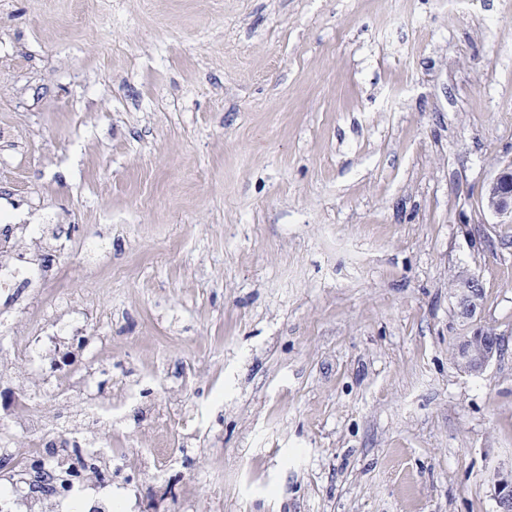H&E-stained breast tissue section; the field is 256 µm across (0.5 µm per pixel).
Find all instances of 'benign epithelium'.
Returning <instances> with one entry per match:
<instances>
[{"label": "benign epithelium", "mask_w": 512, "mask_h": 512, "mask_svg": "<svg viewBox=\"0 0 512 512\" xmlns=\"http://www.w3.org/2000/svg\"><path fill=\"white\" fill-rule=\"evenodd\" d=\"M486 207L500 217L512 220V164L500 167L485 190ZM482 286L479 276L462 273L456 276L454 297L458 316L465 332L458 340L460 353L456 359L472 365L471 374L483 373L491 361L501 354V336L494 329L477 324L481 314ZM495 494L500 512H512V470L497 473Z\"/></svg>", "instance_id": "benign-epithelium-1"}]
</instances>
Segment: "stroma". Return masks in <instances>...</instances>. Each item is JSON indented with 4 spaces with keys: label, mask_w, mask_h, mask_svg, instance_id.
<instances>
[{
    "label": "stroma",
    "mask_w": 512,
    "mask_h": 512,
    "mask_svg": "<svg viewBox=\"0 0 512 512\" xmlns=\"http://www.w3.org/2000/svg\"><path fill=\"white\" fill-rule=\"evenodd\" d=\"M509 162L512 0H0V208L43 271L0 289V422L65 324L41 358L83 381L36 404L121 512H497ZM486 207L512 223V164L500 167L485 190ZM453 291L458 316L465 326V332L458 340L461 351L456 360L472 365L468 373L482 374L491 361L501 354V336L494 329L478 326L476 323L482 309L479 276L475 273L456 276Z\"/></svg>",
    "instance_id": "1"
}]
</instances>
